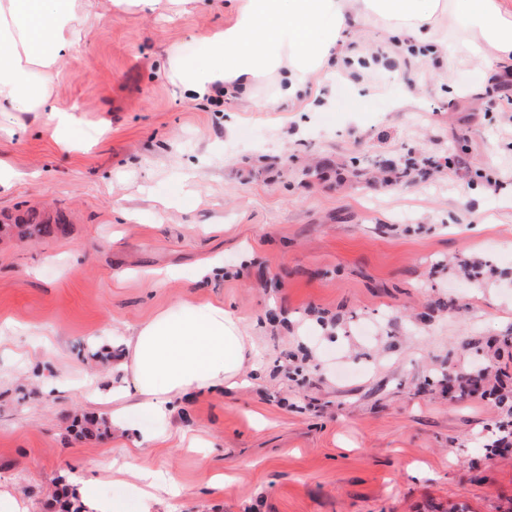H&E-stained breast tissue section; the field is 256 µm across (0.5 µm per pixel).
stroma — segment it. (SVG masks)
I'll use <instances>...</instances> for the list:
<instances>
[{
	"label": "stroma",
	"mask_w": 512,
	"mask_h": 512,
	"mask_svg": "<svg viewBox=\"0 0 512 512\" xmlns=\"http://www.w3.org/2000/svg\"><path fill=\"white\" fill-rule=\"evenodd\" d=\"M103 20L52 74L77 106L73 146L48 113L0 115V224H64L0 241V485L59 512L71 478L107 495L127 461L171 477V512H512V449L491 450L494 404L449 399L442 377L512 342V112L484 70L458 66L406 99L384 62L313 84L316 112L211 105L165 76L168 50L201 51L231 16L201 0L168 20L96 0ZM412 154L435 169L399 189L341 170ZM490 258L480 284L439 265ZM219 258L222 272L190 282ZM196 300L249 327L262 374L188 393L170 438L80 442L123 337ZM224 474L223 488L211 483Z\"/></svg>",
	"instance_id": "1"
}]
</instances>
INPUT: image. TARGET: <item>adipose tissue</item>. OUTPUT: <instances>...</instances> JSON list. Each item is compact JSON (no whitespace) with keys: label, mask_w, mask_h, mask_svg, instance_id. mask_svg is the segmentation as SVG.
<instances>
[{"label":"adipose tissue","mask_w":512,"mask_h":512,"mask_svg":"<svg viewBox=\"0 0 512 512\" xmlns=\"http://www.w3.org/2000/svg\"><path fill=\"white\" fill-rule=\"evenodd\" d=\"M232 20L209 39L203 54L170 51L166 76L203 100L223 85L224 98L271 112L293 111L314 81L338 72L368 80L383 57L414 61L406 95L434 77L432 65L473 61L489 72L512 66V0H228ZM462 23L467 36L448 43L440 19ZM102 19L92 0H0V112H48L61 136L79 126L75 108L50 101L36 70L59 66L64 51L85 45ZM378 21L384 39L365 49L357 35ZM274 84V95L257 89ZM121 386L109 420L135 432L140 446L163 443L165 434L137 430L139 420L168 423L177 397L233 387L252 350L242 321L210 302L182 303L141 324L125 342ZM130 499L105 495L97 481L70 483L86 512H159L174 485L149 470L132 473Z\"/></svg>","instance_id":"adipose-tissue-1"}]
</instances>
